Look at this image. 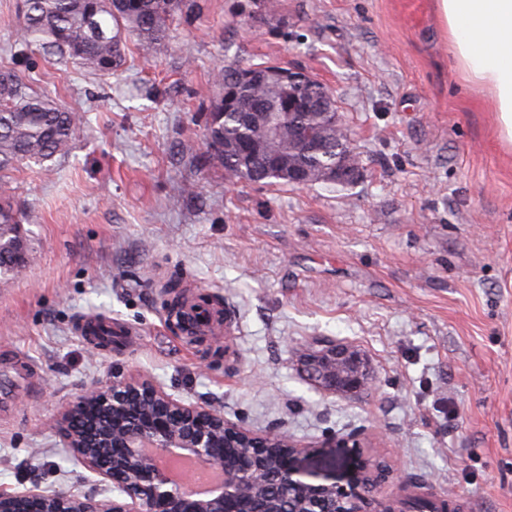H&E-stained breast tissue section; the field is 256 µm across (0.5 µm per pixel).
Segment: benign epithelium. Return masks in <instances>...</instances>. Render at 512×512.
I'll return each mask as SVG.
<instances>
[{
    "label": "benign epithelium",
    "mask_w": 512,
    "mask_h": 512,
    "mask_svg": "<svg viewBox=\"0 0 512 512\" xmlns=\"http://www.w3.org/2000/svg\"><path fill=\"white\" fill-rule=\"evenodd\" d=\"M303 361L320 363L321 373H311L317 382L336 393L362 389L360 355L342 345L302 352ZM83 425L74 427L75 420ZM64 447L99 482L110 483L126 496L124 500L99 499L95 494L47 491L34 484L0 494V512H224V505L242 497L247 473L224 464V454L213 442L226 437L238 448L261 459L270 448H285L288 460L302 446L284 433L257 435L226 419L220 412L181 400L148 379L112 375V382L79 393L62 411L56 424ZM188 456L219 470L221 483L198 495L187 483L173 478L166 465L172 457ZM288 484L337 497L339 512H397L394 502L376 496L377 483L388 469L363 465L351 488L314 483L303 469L285 467Z\"/></svg>",
    "instance_id": "7a95c632"
}]
</instances>
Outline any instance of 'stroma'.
Returning a JSON list of instances; mask_svg holds the SVG:
<instances>
[{
	"instance_id": "stroma-1",
	"label": "stroma",
	"mask_w": 512,
	"mask_h": 512,
	"mask_svg": "<svg viewBox=\"0 0 512 512\" xmlns=\"http://www.w3.org/2000/svg\"><path fill=\"white\" fill-rule=\"evenodd\" d=\"M153 55L102 78L33 48L32 90L83 113L70 152L17 166L24 267L0 283V349L38 374L0 418V492L108 497L55 422L113 370L256 433L285 432L318 480L380 460L449 512H512V147L448 51L435 0H197ZM299 67L324 84L363 169L339 189L229 180L205 154L215 73ZM193 185L184 195V185ZM230 315L187 343L173 298ZM357 349L368 385L333 395L299 360ZM358 448H323L328 436Z\"/></svg>"
}]
</instances>
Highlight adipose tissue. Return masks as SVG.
<instances>
[{
	"mask_svg": "<svg viewBox=\"0 0 512 512\" xmlns=\"http://www.w3.org/2000/svg\"><path fill=\"white\" fill-rule=\"evenodd\" d=\"M436 7L456 64L492 93L500 139L512 146V0H436Z\"/></svg>",
	"mask_w": 512,
	"mask_h": 512,
	"instance_id": "1",
	"label": "adipose tissue"
}]
</instances>
